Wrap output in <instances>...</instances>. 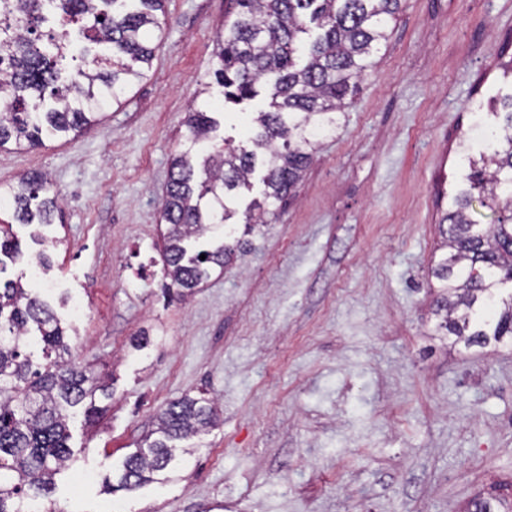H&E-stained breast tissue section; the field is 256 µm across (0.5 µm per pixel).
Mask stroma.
<instances>
[{
	"label": "stroma",
	"mask_w": 512,
	"mask_h": 512,
	"mask_svg": "<svg viewBox=\"0 0 512 512\" xmlns=\"http://www.w3.org/2000/svg\"><path fill=\"white\" fill-rule=\"evenodd\" d=\"M233 0H167L146 79L74 140L0 149V185L41 172L58 195L52 267L6 276L74 322L73 355L112 377L100 423H69L57 512H467L512 499V342L441 335L429 274L463 142L512 93V0H401L357 99L322 134L251 248L191 296L164 291L159 240L181 122L213 82ZM265 97L217 113L213 142L248 144ZM148 336L141 349L134 343ZM220 423L168 480L104 493V476L184 395Z\"/></svg>",
	"instance_id": "35a3bbf8"
}]
</instances>
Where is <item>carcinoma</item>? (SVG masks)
<instances>
[{"mask_svg":"<svg viewBox=\"0 0 512 512\" xmlns=\"http://www.w3.org/2000/svg\"><path fill=\"white\" fill-rule=\"evenodd\" d=\"M166 0H0V149H34L77 138L100 121V111L147 76ZM401 0H235L238 10L216 36L213 76L224 101L237 104L267 92L268 109L253 118L252 149L226 143L198 148L215 127L209 108L184 118V149L173 155L161 217V253L171 286L192 291L224 269L241 241L224 238L236 223L237 193L263 168V201L244 213L245 223L265 216L288 197L310 166L312 137L336 122L345 100L360 91L374 66L373 52L389 39ZM274 76L268 82V76ZM503 123L483 148L467 155L464 187L440 218L449 251L430 269L439 282L434 315L454 343L485 346L512 338V95ZM15 220L34 226L33 240L55 223L58 196L46 176L32 173L0 187ZM491 222L472 219L474 205ZM205 259H200L201 255ZM24 259L19 242L0 237L4 259ZM39 336L44 363L27 353ZM52 307L19 281L0 284V512H29L36 496L55 487L70 467L68 412L84 409L96 423V396H109L101 375L72 359L71 337ZM218 420L214 403L184 396L157 416L158 437L125 458L117 484L134 490L175 465L178 446ZM471 512H512V502L484 498Z\"/></svg>","mask_w":512,"mask_h":512,"instance_id":"1","label":"carcinoma"}]
</instances>
